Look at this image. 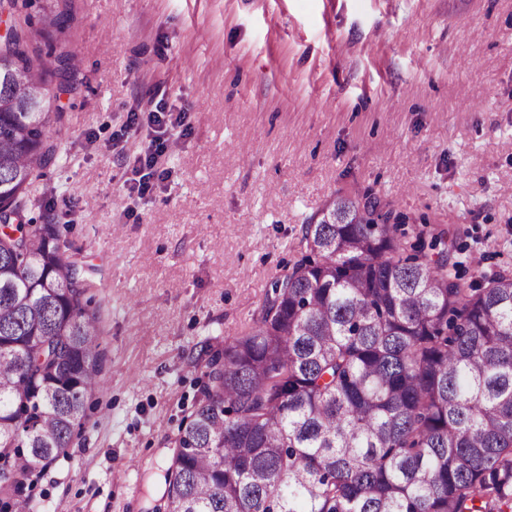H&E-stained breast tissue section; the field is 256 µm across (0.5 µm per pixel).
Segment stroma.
<instances>
[{"label": "stroma", "mask_w": 512, "mask_h": 512, "mask_svg": "<svg viewBox=\"0 0 512 512\" xmlns=\"http://www.w3.org/2000/svg\"><path fill=\"white\" fill-rule=\"evenodd\" d=\"M80 90L28 211L80 252L104 386L32 512H155L209 354L244 336L339 196L512 269V0H70ZM185 119L128 192L154 85Z\"/></svg>", "instance_id": "35a3bbf8"}]
</instances>
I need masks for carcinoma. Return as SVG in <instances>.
<instances>
[{
    "label": "carcinoma",
    "instance_id": "cac0c4a2",
    "mask_svg": "<svg viewBox=\"0 0 512 512\" xmlns=\"http://www.w3.org/2000/svg\"><path fill=\"white\" fill-rule=\"evenodd\" d=\"M35 2L0 0V512H27L107 358L72 242L28 216L81 84L67 43L40 49L68 0L36 21ZM404 225L343 196L303 225L250 331L209 356L166 512H512V270L464 282L449 229Z\"/></svg>",
    "mask_w": 512,
    "mask_h": 512
}]
</instances>
